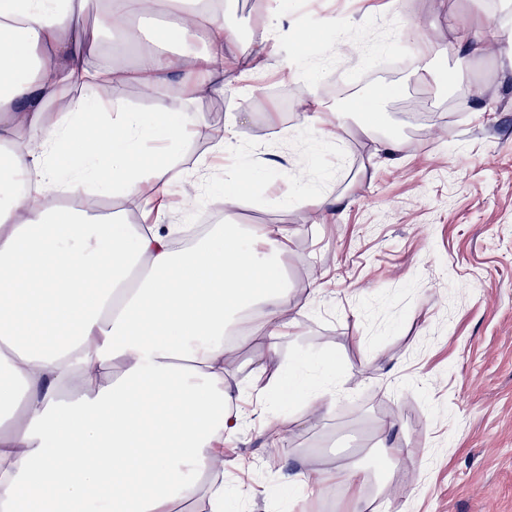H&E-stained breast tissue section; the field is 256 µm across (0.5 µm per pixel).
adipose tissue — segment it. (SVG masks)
<instances>
[{
    "mask_svg": "<svg viewBox=\"0 0 512 512\" xmlns=\"http://www.w3.org/2000/svg\"><path fill=\"white\" fill-rule=\"evenodd\" d=\"M77 11L95 12L97 30L73 25ZM149 13L167 17L154 50L130 70L103 61V33ZM279 30L269 11L240 53L214 0H0V512H224L222 444L240 426L224 357L250 310L251 335L276 356L286 237L219 228L175 249L169 214L236 200L198 179L167 202L169 156L210 132L194 113L149 118L101 91L134 81L184 103L223 94L225 72L265 68ZM191 40L204 53H170ZM75 89L65 119L47 121ZM153 138L166 157L145 156ZM113 191L135 199L140 225L59 205ZM314 477L361 512L356 462L292 479Z\"/></svg>",
    "mask_w": 512,
    "mask_h": 512,
    "instance_id": "adipose-tissue-1",
    "label": "adipose tissue"
}]
</instances>
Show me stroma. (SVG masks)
I'll return each instance as SVG.
<instances>
[{
    "mask_svg": "<svg viewBox=\"0 0 512 512\" xmlns=\"http://www.w3.org/2000/svg\"><path fill=\"white\" fill-rule=\"evenodd\" d=\"M498 2L483 0L473 18L467 0H283L287 26L319 32L309 54L281 38L266 69L245 81L249 91L231 71L223 95L191 103L209 126L215 102L223 120L247 115L236 151L208 170L218 186L251 173L224 223L277 225L288 236L278 271L294 333L272 361L261 341L240 340L225 373L251 393L289 380L336 384L328 414L273 399L259 416L240 402L241 430L224 445V512H302L304 493L288 482L300 456L358 448L368 451L364 512H512V68L487 40L460 61L448 27L452 13L482 28L502 21ZM268 7L227 0L239 50L260 33ZM405 23L448 47L428 82L385 70L365 43ZM369 72L391 91L371 137L354 110ZM316 99L349 115L333 145L305 125ZM390 138L402 151H385ZM269 146L309 167L320 190L343 196L342 208L330 217L297 199L287 168L265 163ZM291 414L302 423H288ZM383 435L402 456L373 453ZM240 480L252 498L237 499Z\"/></svg>",
    "mask_w": 512,
    "mask_h": 512,
    "instance_id": "1",
    "label": "stroma"
}]
</instances>
